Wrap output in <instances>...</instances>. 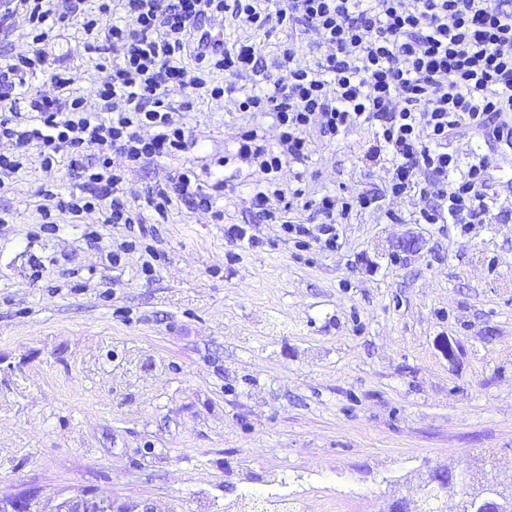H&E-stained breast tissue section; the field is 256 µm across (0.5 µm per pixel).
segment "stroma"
<instances>
[{"mask_svg":"<svg viewBox=\"0 0 512 512\" xmlns=\"http://www.w3.org/2000/svg\"><path fill=\"white\" fill-rule=\"evenodd\" d=\"M82 14L47 50L88 91L112 54L87 53ZM196 146L131 172L144 203L170 175L202 170L231 147L244 112L205 100L184 114ZM366 132L320 146L303 165L307 198L384 189ZM224 221L176 210L153 217L163 254L153 276L98 212L38 229L36 194L67 192L66 166L32 161L0 189V491L37 488L44 512L88 489L158 512H224L245 468L304 491L300 512H389L435 464L512 489V219L448 234L416 218L419 195L343 225L341 250H297L251 224L245 170H223ZM98 232L84 236L86 227ZM458 343L455 357L442 352ZM256 224H229L224 227V236L241 248L251 249L263 244V237L257 233Z\"/></svg>","mask_w":512,"mask_h":512,"instance_id":"stroma-1","label":"stroma"}]
</instances>
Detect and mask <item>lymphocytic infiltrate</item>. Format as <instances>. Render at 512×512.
Listing matches in <instances>:
<instances>
[{"instance_id":"1","label":"lymphocytic infiltrate","mask_w":512,"mask_h":512,"mask_svg":"<svg viewBox=\"0 0 512 512\" xmlns=\"http://www.w3.org/2000/svg\"><path fill=\"white\" fill-rule=\"evenodd\" d=\"M118 6L91 0L86 49L106 47L113 58L79 95L62 72L51 75V95L26 81L46 64L43 45L66 21L53 0H12L0 14L2 25L27 17L35 46L32 55L0 65V102L8 105L0 141L12 147L0 153V186L33 152L41 167L63 163L77 175L68 197L39 189L42 232L55 233V213L78 221L99 209L105 223L145 226L112 158L137 168L189 149L194 138L183 114L190 104L170 97L174 86L252 115L229 157L255 175L249 208L259 223L276 225L295 246L338 250L339 227L352 215L414 191L426 201L419 223L464 233L492 217L497 154L512 148V0H124L126 17L115 22ZM276 30L288 40L264 91L257 79L265 66L251 36ZM267 117L278 131L272 142ZM357 130L367 131L371 158L388 168L385 194L345 199L327 191L314 202L317 223L301 222L304 193L285 191V170L307 162L316 141ZM465 135L482 136L489 150L462 171L451 144ZM224 188L221 177L205 184L186 170L147 205L162 216L185 207L223 222Z\"/></svg>"}]
</instances>
